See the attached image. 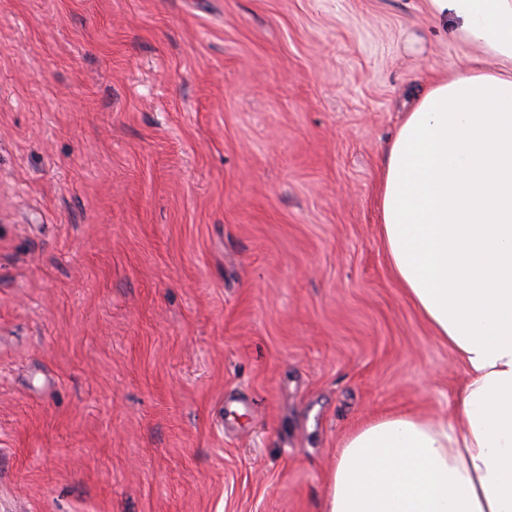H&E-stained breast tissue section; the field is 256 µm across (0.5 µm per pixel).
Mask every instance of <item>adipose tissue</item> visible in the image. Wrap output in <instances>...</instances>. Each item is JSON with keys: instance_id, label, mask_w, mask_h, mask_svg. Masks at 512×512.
<instances>
[{"instance_id": "adipose-tissue-1", "label": "adipose tissue", "mask_w": 512, "mask_h": 512, "mask_svg": "<svg viewBox=\"0 0 512 512\" xmlns=\"http://www.w3.org/2000/svg\"><path fill=\"white\" fill-rule=\"evenodd\" d=\"M452 41L501 67L434 84L384 160L389 268L467 380L447 419L349 436L321 512H512V0H429Z\"/></svg>"}]
</instances>
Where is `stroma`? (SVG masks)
<instances>
[{
	"label": "stroma",
	"mask_w": 512,
	"mask_h": 512,
	"mask_svg": "<svg viewBox=\"0 0 512 512\" xmlns=\"http://www.w3.org/2000/svg\"><path fill=\"white\" fill-rule=\"evenodd\" d=\"M483 58L429 0H0V512H320L355 428L452 416L379 194Z\"/></svg>",
	"instance_id": "35a3bbf8"
}]
</instances>
